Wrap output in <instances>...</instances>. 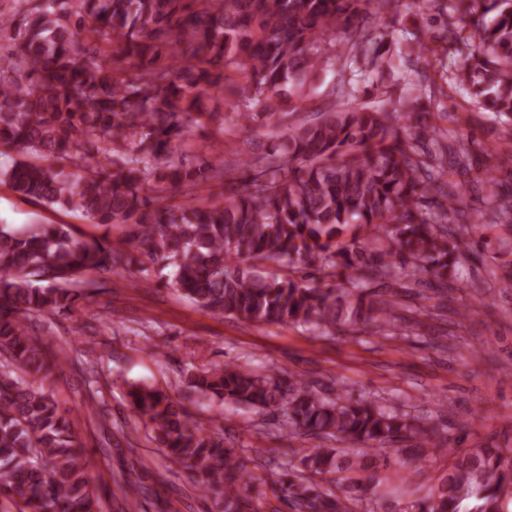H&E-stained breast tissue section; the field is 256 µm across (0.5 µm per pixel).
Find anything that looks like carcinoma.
<instances>
[{
    "mask_svg": "<svg viewBox=\"0 0 512 512\" xmlns=\"http://www.w3.org/2000/svg\"><path fill=\"white\" fill-rule=\"evenodd\" d=\"M0 12V146L18 159L0 183L93 224L127 226L126 246L67 224H0V512H100L90 473L96 459L45 386L68 360L38 334L35 318L71 312L94 292L90 274L131 272L136 252L170 269L167 285L196 305L258 324L334 333L370 327L401 333L402 292L425 280L451 288L472 247L448 225L512 224V195L483 184L474 216L460 195L422 205L428 187L467 176V147L444 144L430 125L427 90L394 72L357 32L370 6L389 0H13ZM442 40L465 55L455 79L484 110L512 119V0H445ZM403 62L431 47L405 38ZM357 73L389 71L403 83L394 102L360 100L341 88L314 122L291 124L320 73L339 59ZM234 99V125L285 128L269 150L224 164V143L192 162L175 154L190 126L224 123L204 100ZM431 134L421 154L415 141ZM153 187L146 189V175ZM219 181L224 201L167 204L170 187ZM281 275L264 274L268 265ZM189 388L211 399L280 410L289 433L362 446L340 460L303 448L301 468L255 474L158 386L129 385L133 411L167 460L202 493H223V512H256L270 488L292 512H345L315 477L338 473L343 493L376 496L370 469L380 450L408 442L412 472L440 453L451 463L407 512H504L512 448L448 447V437L373 398L322 396L296 375L228 363L196 374Z\"/></svg>",
    "mask_w": 512,
    "mask_h": 512,
    "instance_id": "carcinoma-1",
    "label": "carcinoma"
}]
</instances>
